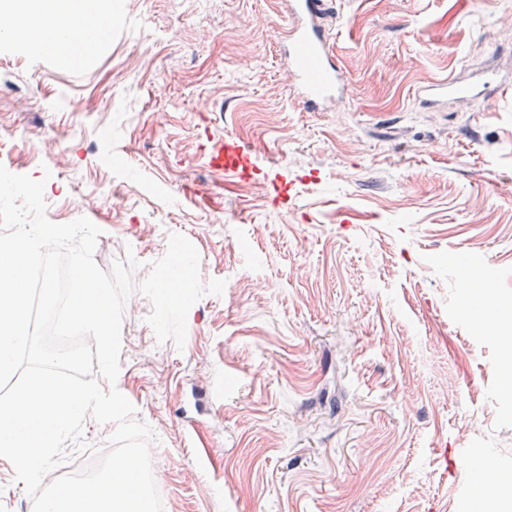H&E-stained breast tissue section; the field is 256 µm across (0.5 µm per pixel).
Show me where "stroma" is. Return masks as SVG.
Instances as JSON below:
<instances>
[{
  "instance_id": "obj_1",
  "label": "stroma",
  "mask_w": 512,
  "mask_h": 512,
  "mask_svg": "<svg viewBox=\"0 0 512 512\" xmlns=\"http://www.w3.org/2000/svg\"><path fill=\"white\" fill-rule=\"evenodd\" d=\"M288 0H112L62 64L0 32V164L87 217L103 270L142 281L184 234L202 281L184 348L149 300L122 323L118 390L152 429L164 512H512V92L444 108L452 77L512 76V0H331L350 93L306 111L281 49ZM251 146L261 176L210 171ZM292 180L286 205L272 174ZM209 165L216 172H237L243 179L251 177L257 169L252 149L233 138H225L212 145Z\"/></svg>"
}]
</instances>
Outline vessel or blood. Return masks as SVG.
I'll list each match as a JSON object with an SVG mask.
<instances>
[{"label":"vessel or blood","instance_id":"1","mask_svg":"<svg viewBox=\"0 0 512 512\" xmlns=\"http://www.w3.org/2000/svg\"><path fill=\"white\" fill-rule=\"evenodd\" d=\"M292 23L282 30V43L293 72L297 96L307 111L320 112L346 95V82L335 55L327 48L324 0H289ZM512 86V81L488 75L477 83L448 79L429 88L433 104L450 100L469 101ZM214 171H234L241 178L256 169L251 149L227 138L215 142L209 153Z\"/></svg>","mask_w":512,"mask_h":512}]
</instances>
